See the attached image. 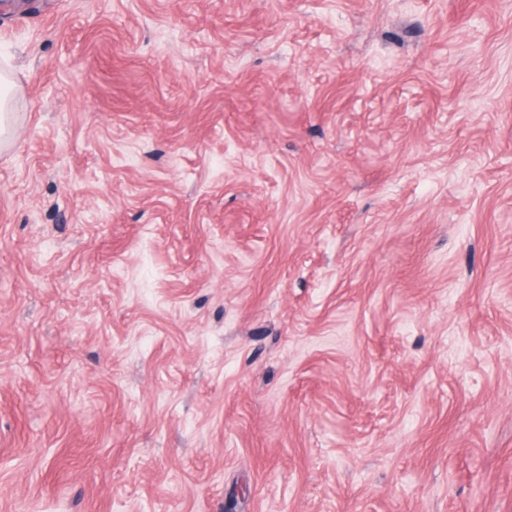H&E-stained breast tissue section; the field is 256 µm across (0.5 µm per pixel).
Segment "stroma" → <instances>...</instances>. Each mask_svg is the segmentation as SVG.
<instances>
[{
    "mask_svg": "<svg viewBox=\"0 0 512 512\" xmlns=\"http://www.w3.org/2000/svg\"><path fill=\"white\" fill-rule=\"evenodd\" d=\"M0 512H512V0H0ZM13 83L0 73V146L10 143L12 129Z\"/></svg>",
    "mask_w": 512,
    "mask_h": 512,
    "instance_id": "stroma-1",
    "label": "stroma"
}]
</instances>
